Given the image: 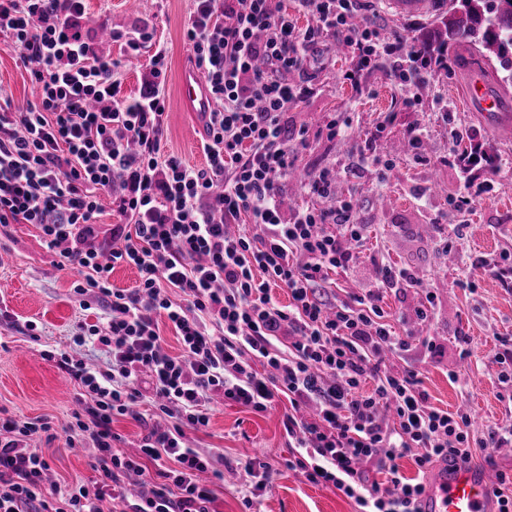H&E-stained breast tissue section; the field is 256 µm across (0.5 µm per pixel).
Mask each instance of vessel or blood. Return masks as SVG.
Listing matches in <instances>:
<instances>
[{
    "label": "vessel or blood",
    "instance_id": "1",
    "mask_svg": "<svg viewBox=\"0 0 512 512\" xmlns=\"http://www.w3.org/2000/svg\"><path fill=\"white\" fill-rule=\"evenodd\" d=\"M181 92L187 110L209 111L211 98L197 74L183 73ZM466 101L472 110L492 116L494 128H512L505 96L490 85L480 70H473L470 75ZM421 508L423 512H497L490 470L462 461L436 466L425 487Z\"/></svg>",
    "mask_w": 512,
    "mask_h": 512
}]
</instances>
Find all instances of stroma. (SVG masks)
<instances>
[{
  "mask_svg": "<svg viewBox=\"0 0 512 512\" xmlns=\"http://www.w3.org/2000/svg\"><path fill=\"white\" fill-rule=\"evenodd\" d=\"M376 21L383 34L406 32L422 37L432 20L444 10L443 0H429L424 12L400 14L386 0H374ZM193 0H84L85 15L118 32L109 53L118 67L114 77L123 96L136 97L160 88L167 117L161 153L187 165L206 163L201 149L203 124L183 111L180 76L189 67L185 28ZM144 29L152 33L137 54H130L124 33ZM168 52L162 84H155L149 61L156 44ZM321 73L315 93L298 112L296 124L307 125L310 135L297 153V172L282 184L285 197L294 204H310L304 184L322 170L336 173L344 196L354 200L363 241L355 263L335 275L338 298L365 293L374 265L386 261L411 270H426L425 285L386 292L382 306L398 335L409 337L406 351L386 353L384 362L393 370L414 372L429 395L432 406L451 411L470 409L475 419L472 436L485 437L493 427L512 423V402L501 398L502 387L492 356L501 339H512V285L493 272L494 265H512V138L491 127L483 113L466 104L469 75L460 64L428 76L419 91L417 105L401 103L403 87L388 66L365 72L362 89L343 80L350 67L347 53L329 49L317 58ZM0 93L13 106L33 100L35 89L9 41L0 37ZM454 107L451 120H443L438 101ZM347 112L354 119L350 139L328 140L318 129L330 113ZM386 125L390 138L405 140L412 127L427 132L422 149L395 155L390 167L362 160L372 133ZM469 131L481 157L464 180L450 163L452 154L467 144L452 142L451 128ZM469 192L467 208L454 199ZM78 274L61 265L39 228L32 224L0 226V418H44L56 431L53 440L35 437L49 470L52 485L73 486L94 479L84 449L70 447L67 428L78 407L80 389L45 352L69 351L88 366L104 364L98 344L70 346L79 322L105 318L102 303L72 290ZM432 299L428 319H420L425 299ZM35 321L38 338L22 330ZM437 349L429 351L425 341ZM137 417L119 416L112 423L116 450L135 455L150 429L167 426L165 416L153 413L148 402L138 403ZM286 398H279L267 412L258 413L241 404L214 396L208 427L189 432L192 445L224 457L223 479L209 478L217 495L218 512H360L357 503L329 483L315 484L301 470L288 467L296 455L283 421ZM266 487L254 495L257 477Z\"/></svg>",
  "mask_w": 512,
  "mask_h": 512,
  "instance_id": "35a3bbf8",
  "label": "stroma"
}]
</instances>
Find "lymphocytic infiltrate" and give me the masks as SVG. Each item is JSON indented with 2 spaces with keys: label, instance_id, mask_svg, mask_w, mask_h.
<instances>
[{
  "label": "lymphocytic infiltrate",
  "instance_id": "f902f5d3",
  "mask_svg": "<svg viewBox=\"0 0 512 512\" xmlns=\"http://www.w3.org/2000/svg\"><path fill=\"white\" fill-rule=\"evenodd\" d=\"M297 3L312 18L303 29L282 0H195L185 37L215 102L202 117L207 162L195 168L159 159L164 97L157 89L122 97L116 62L96 53L77 23L83 0H0V35L37 89L25 109L0 103V224L36 225L78 267L74 293L104 302L107 321L78 324L74 341L94 340L109 356L103 369L56 357L83 390L68 441L87 451L98 480L46 485L49 465L30 442L49 422L9 419L0 423V512H213L204 476L224 473L186 432L208 426L218 392L257 412L286 397L284 427L300 450L294 467L333 483L363 512H420L434 462L478 453L490 461L512 445V425L471 438L467 411L431 406L413 374L383 366L382 353L407 343L379 293L420 287L410 270L378 263L366 294L331 299V274L356 259L349 244L362 238L352 201L282 212L280 183L309 134L289 114L316 90L308 62L327 37L348 48L352 84L386 61L409 107L421 83L407 70L420 56L412 42L356 24L367 0ZM104 191L122 218L107 252L88 243ZM119 263L136 269L135 288L113 287ZM279 283L288 304L270 293ZM161 313L181 355L162 347ZM143 373L171 423L144 437L136 460L114 450L112 421L141 398ZM405 457L415 478L399 473ZM146 458L170 461L161 482L145 477ZM131 471L143 477L138 493L115 497L108 483Z\"/></svg>",
  "mask_w": 512,
  "mask_h": 512
}]
</instances>
